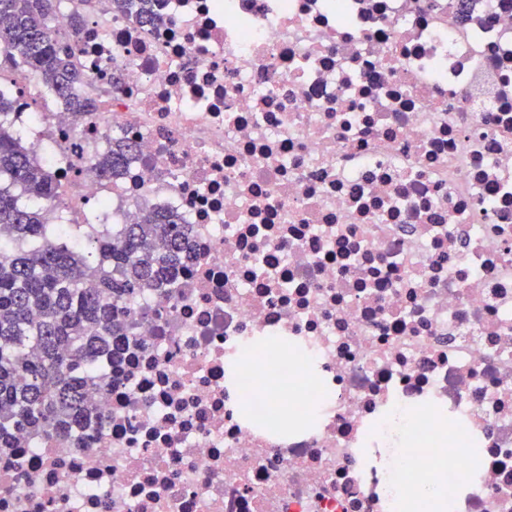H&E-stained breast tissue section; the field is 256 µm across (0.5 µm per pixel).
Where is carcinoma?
I'll return each mask as SVG.
<instances>
[{
    "label": "carcinoma",
    "mask_w": 512,
    "mask_h": 512,
    "mask_svg": "<svg viewBox=\"0 0 512 512\" xmlns=\"http://www.w3.org/2000/svg\"><path fill=\"white\" fill-rule=\"evenodd\" d=\"M154 0H112V10L154 20ZM55 0H0V74L29 69L66 109L91 114L96 97L72 95L85 82L71 45L50 30ZM133 151L125 140L98 163L116 175ZM58 196L52 176L23 137L0 122V448L15 432L65 430L91 418L83 391L123 336L126 303L160 288L189 260L187 225L146 210L121 229L125 246L106 239L92 250L59 243L61 229L43 223Z\"/></svg>",
    "instance_id": "carcinoma-1"
}]
</instances>
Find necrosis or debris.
Returning a JSON list of instances; mask_svg holds the SVG:
<instances>
[{
    "mask_svg": "<svg viewBox=\"0 0 512 512\" xmlns=\"http://www.w3.org/2000/svg\"><path fill=\"white\" fill-rule=\"evenodd\" d=\"M157 14L56 0L107 97L38 112L27 72L7 114L59 187L45 223L93 240L147 204L190 225L195 259L129 302L93 420L0 449V512H395L368 455L406 410L418 482L438 467L450 512H512V0ZM112 138L136 145L117 178L96 168ZM271 338L293 353L238 417Z\"/></svg>",
    "mask_w": 512,
    "mask_h": 512,
    "instance_id": "4bbe7bcc",
    "label": "necrosis or debris"
}]
</instances>
